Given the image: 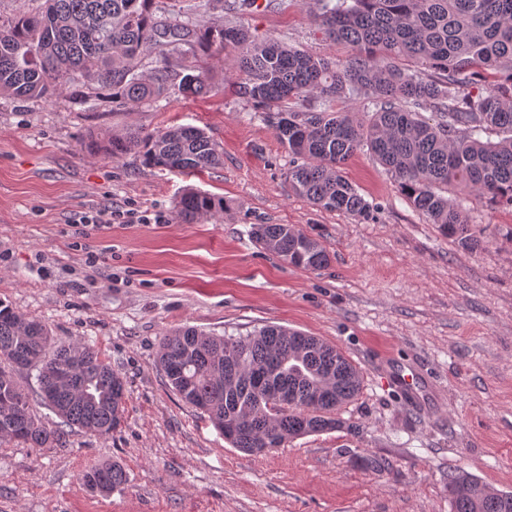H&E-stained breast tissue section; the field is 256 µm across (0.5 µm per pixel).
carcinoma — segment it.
Masks as SVG:
<instances>
[{
  "label": "carcinoma",
  "mask_w": 512,
  "mask_h": 512,
  "mask_svg": "<svg viewBox=\"0 0 512 512\" xmlns=\"http://www.w3.org/2000/svg\"><path fill=\"white\" fill-rule=\"evenodd\" d=\"M325 36L351 47L346 63L315 57L242 25L198 34L182 17L198 9H165L157 0H43L0 26V93L18 100L49 97L75 80L112 90L131 109L174 91L185 97L212 89L199 67L173 58L213 45L245 76L242 93L265 113L298 163L288 169L295 191L311 204L366 218L369 206L342 166L366 149L397 179L431 223L468 247L469 202L512 208V0H318ZM155 66L141 72L146 52ZM406 59L414 67H402ZM497 78L472 97L468 86ZM363 94L364 120L336 112V99ZM317 105L297 110L295 101ZM434 110L433 121L421 109ZM497 140H484V135ZM91 155L132 150L150 167L180 174L216 168L223 151L204 130L172 126L90 138ZM187 223L224 211V199L188 187L177 201ZM258 243L285 262L318 271L330 261L323 244L288 224H259ZM38 371L40 403L56 415L43 424L29 395L0 372V439L35 447L60 441L63 429L107 435L120 425L125 386L90 346H54L44 324L0 301V360ZM157 364L188 405L205 414L232 447L263 453L300 436L338 429L336 410L361 388V376L336 349L314 336L266 326L246 337L214 336L192 327L165 335ZM91 490L126 483L117 461L82 474ZM453 512H512V493L489 490L460 472L448 477Z\"/></svg>",
  "instance_id": "1"
}]
</instances>
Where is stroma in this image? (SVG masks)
<instances>
[{
    "instance_id": "35a3bbf8",
    "label": "stroma",
    "mask_w": 512,
    "mask_h": 512,
    "mask_svg": "<svg viewBox=\"0 0 512 512\" xmlns=\"http://www.w3.org/2000/svg\"><path fill=\"white\" fill-rule=\"evenodd\" d=\"M316 0H257L230 11L210 0L194 29L239 22L339 60L349 47L314 22ZM215 89L112 106V93L66 89L20 101L0 94V301L44 323L52 343L93 347L126 383L121 425L76 430L33 448L0 444V512H451L448 475L461 470L512 491V209L476 205L462 248L429 223L365 150L344 175L368 218L327 211L296 194L292 158L242 93L223 55L202 56ZM175 125L206 129L222 166L189 175L143 166L138 153L93 156L88 137ZM224 198L223 213L182 221L186 187ZM161 211L164 224H116L85 239L78 213ZM259 224L319 239L329 265L311 272L265 250ZM106 262L88 267L87 252ZM277 325L333 345L360 371L358 395L333 430L249 454L186 405L157 365L162 337L182 327L249 336ZM419 365L438 406H405L381 362ZM381 463L369 468V460ZM116 461L126 484L107 494L80 480Z\"/></svg>"
}]
</instances>
